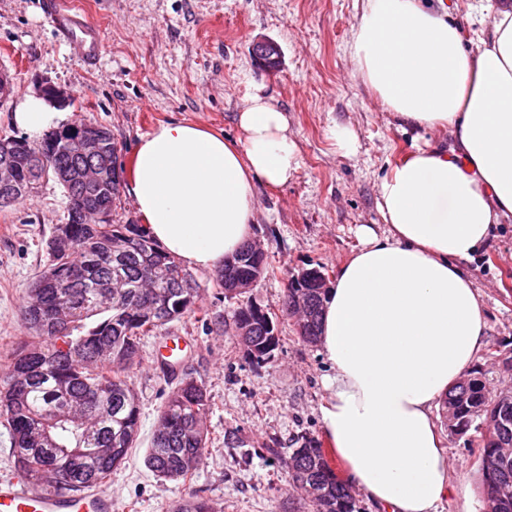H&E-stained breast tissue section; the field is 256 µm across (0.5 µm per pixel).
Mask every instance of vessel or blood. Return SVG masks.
I'll list each match as a JSON object with an SVG mask.
<instances>
[{
  "label": "vessel or blood",
  "instance_id": "vessel-or-blood-1",
  "mask_svg": "<svg viewBox=\"0 0 512 512\" xmlns=\"http://www.w3.org/2000/svg\"><path fill=\"white\" fill-rule=\"evenodd\" d=\"M47 10L59 33L87 61L99 60L102 36L91 21L79 19L71 0H47ZM0 512H113L112 498L105 491L63 496L49 489L29 487L24 475L0 480Z\"/></svg>",
  "mask_w": 512,
  "mask_h": 512
}]
</instances>
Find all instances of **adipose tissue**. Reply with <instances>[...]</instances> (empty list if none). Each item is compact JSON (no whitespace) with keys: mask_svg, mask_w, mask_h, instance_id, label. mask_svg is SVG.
<instances>
[{"mask_svg":"<svg viewBox=\"0 0 512 512\" xmlns=\"http://www.w3.org/2000/svg\"><path fill=\"white\" fill-rule=\"evenodd\" d=\"M474 51L443 0H362L347 52L402 124L447 130L377 184L383 232L339 265L325 296L322 408L348 483L379 512H437L455 490L433 409L487 342L483 301L464 262L512 219V0L493 5ZM239 135L160 124L134 151L128 192L147 234L183 264L214 270L248 241L256 189L300 167L288 116L262 92Z\"/></svg>","mask_w":512,"mask_h":512,"instance_id":"adipose-tissue-1","label":"adipose tissue"}]
</instances>
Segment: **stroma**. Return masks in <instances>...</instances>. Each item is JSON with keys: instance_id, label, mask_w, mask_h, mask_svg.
I'll return each mask as SVG.
<instances>
[{"instance_id": "obj_1", "label": "stroma", "mask_w": 512, "mask_h": 512, "mask_svg": "<svg viewBox=\"0 0 512 512\" xmlns=\"http://www.w3.org/2000/svg\"><path fill=\"white\" fill-rule=\"evenodd\" d=\"M103 33L96 65H86L57 33L44 0H0V72L13 80L0 101V135L22 136L14 122L20 103L43 80L69 88L76 103L66 123L108 128L122 169H130L141 135L163 122L189 121L237 138L235 114L255 90L288 114L300 168L286 186L257 190L251 238L260 242L268 270L249 298L279 314L287 275L304 268L335 274L361 245L358 229L383 231L376 185L403 156L448 141L446 131L403 126L357 74L346 45L361 0H73ZM487 0H449L452 17L474 47L487 30ZM278 44L280 64L255 60V40ZM350 128L356 152L337 153L333 132ZM64 188L44 180L29 196L0 208V379L13 350L29 333L20 301L47 264L46 242L63 223ZM484 304L488 343L477 363L489 394L512 388L500 353L512 349V223L494 231L466 262ZM195 313L142 336L143 362L131 373L140 400V433L103 488L115 512H164L189 491L219 512H313L288 487L280 451L297 438H324L321 408L331 369L319 345L299 339L293 320L280 318L281 341L270 360H249L237 336L229 298L212 271L193 272ZM180 337L184 359L174 373L154 365L164 338ZM202 385L210 398L205 424L209 447L193 486L156 477L145 465L157 416L181 379ZM458 490L438 512H483L477 479L479 452L469 436L450 434L444 407L433 410Z\"/></svg>"}]
</instances>
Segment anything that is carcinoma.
I'll return each instance as SVG.
<instances>
[{
	"label": "carcinoma",
	"mask_w": 512,
	"mask_h": 512,
	"mask_svg": "<svg viewBox=\"0 0 512 512\" xmlns=\"http://www.w3.org/2000/svg\"><path fill=\"white\" fill-rule=\"evenodd\" d=\"M106 149L80 152L76 135L55 133L38 145L18 138L3 155L18 182L42 179L40 156H47L68 199L65 223L48 239V261L21 302L23 320L38 342L11 355V372L0 387V418L7 423L12 457L35 488L80 494L102 484L120 466L139 435V399L129 380L143 360L141 336L195 312L198 288L185 286L193 274L164 252L139 224H88L84 212L112 214L120 188L112 134L102 129ZM267 259L252 257L251 243L215 270L217 285L233 278L261 279ZM324 290L300 273L289 276L283 316L306 308L297 331L307 344L319 339ZM67 309L63 334L43 333L31 321ZM251 326L241 337L249 358L265 361L277 349V318L259 315L251 302L238 308L235 323ZM448 429L463 435L485 429L480 446L479 483L484 512H512V390L491 397L479 372L448 390ZM208 396L191 379L172 389L160 410L145 456L158 477L185 482L199 471L208 448L204 418ZM289 485L311 499L314 512H359L352 487L336 473L312 436L301 437L286 461ZM167 512H217L207 499L190 493Z\"/></svg>",
	"instance_id": "carcinoma-1"
}]
</instances>
